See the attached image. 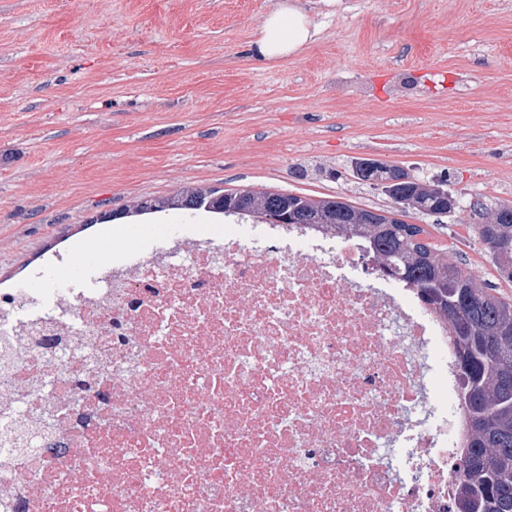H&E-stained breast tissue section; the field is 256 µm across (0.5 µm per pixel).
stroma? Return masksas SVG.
Masks as SVG:
<instances>
[{"label": "stroma", "instance_id": "obj_1", "mask_svg": "<svg viewBox=\"0 0 512 512\" xmlns=\"http://www.w3.org/2000/svg\"><path fill=\"white\" fill-rule=\"evenodd\" d=\"M278 2L0 0V288L198 223L123 215L186 187L389 206L348 174L366 157L457 193L406 222L512 293L470 230L512 203V0H312L317 40L266 61Z\"/></svg>", "mask_w": 512, "mask_h": 512}]
</instances>
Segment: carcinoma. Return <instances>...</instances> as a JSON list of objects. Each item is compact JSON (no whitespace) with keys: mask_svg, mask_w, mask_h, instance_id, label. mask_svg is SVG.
<instances>
[{"mask_svg":"<svg viewBox=\"0 0 512 512\" xmlns=\"http://www.w3.org/2000/svg\"><path fill=\"white\" fill-rule=\"evenodd\" d=\"M393 203L407 213L446 214L457 208L415 177L393 186ZM203 210L257 224H304L365 243L368 261L407 288L417 289L446 323L460 376L462 442L452 469L455 505L467 512H512V297L486 284L448 253L424 240L425 229L331 197L313 200L265 190L188 188L139 199L124 213ZM474 232L497 274L512 282V207L481 212Z\"/></svg>","mask_w":512,"mask_h":512,"instance_id":"1","label":"carcinoma"}]
</instances>
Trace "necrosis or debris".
I'll return each mask as SVG.
<instances>
[{
    "instance_id": "4bbe7bcc",
    "label": "necrosis or debris",
    "mask_w": 512,
    "mask_h": 512,
    "mask_svg": "<svg viewBox=\"0 0 512 512\" xmlns=\"http://www.w3.org/2000/svg\"><path fill=\"white\" fill-rule=\"evenodd\" d=\"M365 258L294 224H228L220 243L180 230L93 278L44 277L20 320L21 289L1 288L0 505L452 512L448 331Z\"/></svg>"
}]
</instances>
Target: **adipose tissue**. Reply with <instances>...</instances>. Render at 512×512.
I'll return each mask as SVG.
<instances>
[{"label":"adipose tissue","mask_w":512,"mask_h":512,"mask_svg":"<svg viewBox=\"0 0 512 512\" xmlns=\"http://www.w3.org/2000/svg\"><path fill=\"white\" fill-rule=\"evenodd\" d=\"M318 34L301 0H282L259 26L256 53L266 60L284 59L301 52Z\"/></svg>","instance_id":"adipose-tissue-1"}]
</instances>
